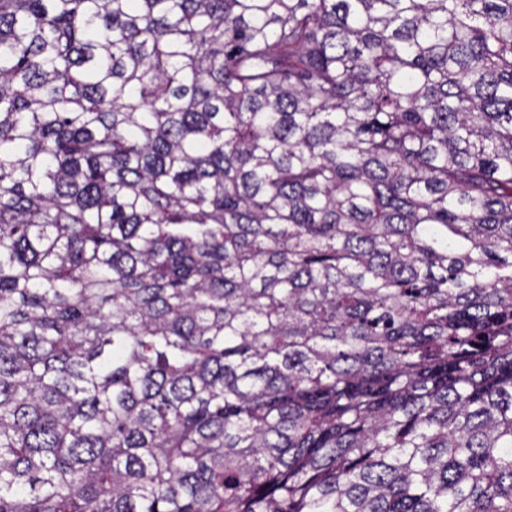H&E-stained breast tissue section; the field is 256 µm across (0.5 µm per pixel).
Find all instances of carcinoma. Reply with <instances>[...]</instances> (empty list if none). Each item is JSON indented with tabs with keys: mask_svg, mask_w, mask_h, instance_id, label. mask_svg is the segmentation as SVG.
I'll list each match as a JSON object with an SVG mask.
<instances>
[{
	"mask_svg": "<svg viewBox=\"0 0 512 512\" xmlns=\"http://www.w3.org/2000/svg\"><path fill=\"white\" fill-rule=\"evenodd\" d=\"M0 512H512V0H0Z\"/></svg>",
	"mask_w": 512,
	"mask_h": 512,
	"instance_id": "cac0c4a2",
	"label": "carcinoma"
}]
</instances>
